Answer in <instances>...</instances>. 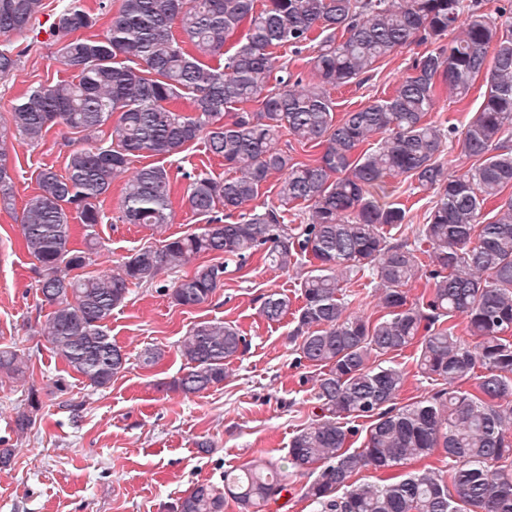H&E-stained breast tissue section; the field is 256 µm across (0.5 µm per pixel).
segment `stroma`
<instances>
[{
  "mask_svg": "<svg viewBox=\"0 0 512 512\" xmlns=\"http://www.w3.org/2000/svg\"><path fill=\"white\" fill-rule=\"evenodd\" d=\"M66 2L45 0L33 26L7 38V45L26 54L16 71L0 79V126H8L15 101L29 87L68 78L58 46L49 38ZM416 53L413 46L402 49L378 62L363 84L333 91L337 115L391 93ZM70 136L60 125L38 143H15L8 156L15 200L13 209L0 208V345L16 344L31 362L23 379L0 382V439L13 449L10 465L0 467V512H167L196 484L223 487L225 472L246 462H286L292 437L317 412L316 369L297 358L289 338L291 318L267 321L259 307L272 290L300 306L306 267L282 272L259 252L243 260L224 258L222 287L194 308L174 305L164 292L165 285L186 275V268L165 271L155 284L131 287L108 323L129 364L106 389L90 387L38 336L50 308L34 288L37 262L24 245L16 216L36 196L41 168L64 170ZM146 162L164 166L173 177L177 206L167 235L201 227L203 218L180 200L189 175L224 177L223 160L199 141L181 154L150 156ZM120 196V184H113L100 204L93 271L113 268L122 257L158 243L154 231L122 219ZM204 321L236 325L250 343L248 351L231 361L222 383L205 392L186 397L167 391V384L186 371L178 352L181 340ZM153 348L162 349L163 358L143 364L144 353ZM60 377L67 384L62 393L54 386ZM32 392L40 408L32 411L31 429L20 435L14 420L29 409ZM202 440L210 441V452L200 451Z\"/></svg>",
  "mask_w": 512,
  "mask_h": 512,
  "instance_id": "obj_1",
  "label": "stroma"
}]
</instances>
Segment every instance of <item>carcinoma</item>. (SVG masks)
Returning <instances> with one entry per match:
<instances>
[{"label":"carcinoma","mask_w":512,"mask_h":512,"mask_svg":"<svg viewBox=\"0 0 512 512\" xmlns=\"http://www.w3.org/2000/svg\"><path fill=\"white\" fill-rule=\"evenodd\" d=\"M43 0H0V37L21 33ZM98 15L71 0L50 35L71 79L40 83L12 107L10 123L35 143L54 126L80 135L65 173L37 175L39 193L25 206L20 231L39 263L37 289L52 308L42 328L49 349L95 388L127 369L107 322L133 285L201 255L265 252L288 270L314 268L300 284L302 304L270 292L260 313L291 314L299 359L317 368L320 413L288 448V472L271 462L224 473V490L194 486L170 512H261L306 479L318 512H512V0L493 14L480 0H120L101 34L76 35ZM244 32L224 62L225 43ZM308 58L312 84L274 55L286 47ZM412 45L424 47L393 92L335 117L331 90L360 85L376 63ZM24 51L0 47V77ZM486 82L477 112L461 126L428 118L442 95L465 98ZM191 101V111L171 104ZM318 149L308 162L278 147L282 132ZM197 140L224 159L230 175L195 177L182 198L207 224L143 247L96 275L91 264L99 199L135 159L172 156ZM474 160L448 174L447 145ZM276 175L277 202L237 222L211 217L257 199ZM404 176L433 194L413 239L394 233L409 209L393 200L388 179ZM171 176L163 166L135 170L122 187L126 221L155 231L171 223ZM14 201V182L0 141V205ZM306 203L311 221L292 227L283 212ZM491 210H486L487 205ZM85 228V248L70 246L71 224ZM428 249L421 250V244ZM360 276L381 291L386 314L353 315L356 295L344 283ZM425 277L428 294L411 300L408 286ZM224 265H197L164 287L172 303L193 308L221 287ZM464 333H459V323ZM414 345L434 392L400 403L405 372L396 357ZM246 349L234 324L200 322L180 346L189 370L171 389L199 394L224 381L226 366ZM29 356L0 347V379L24 376ZM370 420L364 447L347 444L352 423ZM448 469L403 471L436 451ZM373 470L375 483L355 476Z\"/></svg>","instance_id":"obj_1"}]
</instances>
